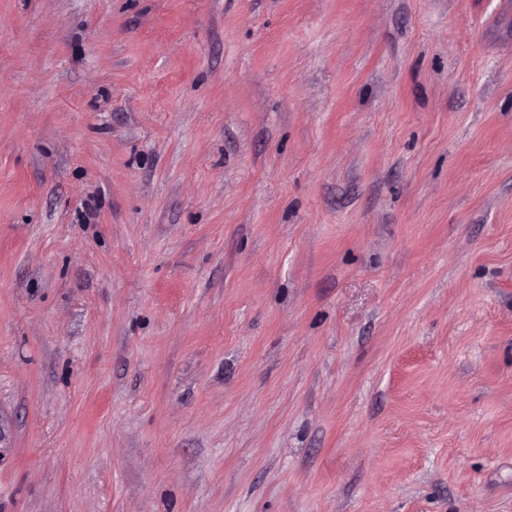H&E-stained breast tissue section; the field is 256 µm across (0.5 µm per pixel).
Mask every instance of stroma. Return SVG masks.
Segmentation results:
<instances>
[{
  "label": "stroma",
  "instance_id": "obj_1",
  "mask_svg": "<svg viewBox=\"0 0 512 512\" xmlns=\"http://www.w3.org/2000/svg\"><path fill=\"white\" fill-rule=\"evenodd\" d=\"M0 512H512V0H0Z\"/></svg>",
  "mask_w": 512,
  "mask_h": 512
}]
</instances>
